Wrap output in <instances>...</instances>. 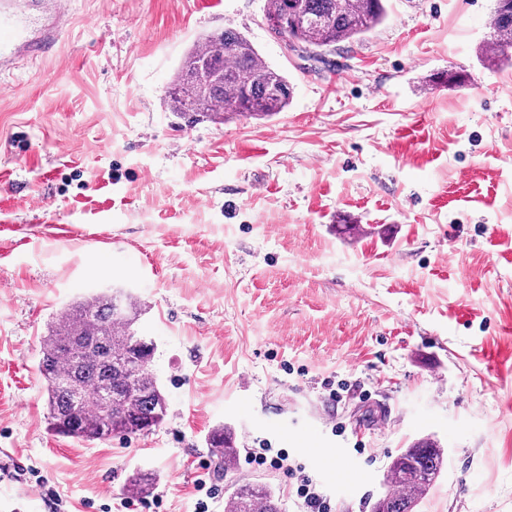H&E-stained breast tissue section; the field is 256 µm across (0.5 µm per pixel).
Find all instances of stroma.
I'll return each instance as SVG.
<instances>
[{
  "mask_svg": "<svg viewBox=\"0 0 512 512\" xmlns=\"http://www.w3.org/2000/svg\"><path fill=\"white\" fill-rule=\"evenodd\" d=\"M265 3L70 0L57 56L0 74V222L18 227L0 237V448L68 512L120 503L140 469L161 512H192L204 472L303 512L282 470L219 466L206 437L226 424L304 463L336 512H369L428 436L447 457L417 512H512V66L477 58L495 0H385L320 62ZM227 27L292 99L186 126L165 90ZM112 287L146 305L169 412L88 445L49 431L37 356L66 303ZM34 488L0 481V512H48Z\"/></svg>",
  "mask_w": 512,
  "mask_h": 512,
  "instance_id": "obj_1",
  "label": "stroma"
}]
</instances>
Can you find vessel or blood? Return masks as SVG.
<instances>
[{
  "label": "vessel or blood",
  "instance_id": "1",
  "mask_svg": "<svg viewBox=\"0 0 512 512\" xmlns=\"http://www.w3.org/2000/svg\"><path fill=\"white\" fill-rule=\"evenodd\" d=\"M71 21L69 0H0V72L54 54Z\"/></svg>",
  "mask_w": 512,
  "mask_h": 512
}]
</instances>
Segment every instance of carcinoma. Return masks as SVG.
I'll use <instances>...</instances> for the list:
<instances>
[{"label": "carcinoma", "instance_id": "carcinoma-1", "mask_svg": "<svg viewBox=\"0 0 512 512\" xmlns=\"http://www.w3.org/2000/svg\"><path fill=\"white\" fill-rule=\"evenodd\" d=\"M311 18L272 33L295 50L313 55L372 32L386 10L383 0H299ZM484 62L512 64V0H496L491 32L481 49ZM292 87L241 32L227 28L207 36L182 58L165 97L170 111L194 124H222L231 115L273 116L287 109ZM144 304L123 289L89 294L65 305L48 324L37 370L44 382L48 425L62 437L92 444L128 438L163 424L167 397L150 369L154 341L136 329ZM207 444L224 467L239 453L231 431L214 428ZM446 459L430 438L417 440L395 456L384 475V492L371 512H415L434 486ZM224 512H280L265 484H236Z\"/></svg>", "mask_w": 512, "mask_h": 512}]
</instances>
